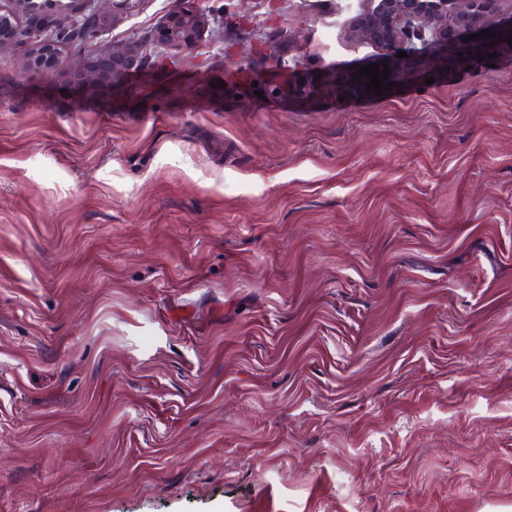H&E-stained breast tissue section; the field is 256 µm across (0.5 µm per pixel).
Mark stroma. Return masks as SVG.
I'll list each match as a JSON object with an SVG mask.
<instances>
[{
    "label": "stroma",
    "instance_id": "35a3bbf8",
    "mask_svg": "<svg viewBox=\"0 0 512 512\" xmlns=\"http://www.w3.org/2000/svg\"><path fill=\"white\" fill-rule=\"evenodd\" d=\"M186 1L116 88L0 51V512L512 507V20L401 58L356 0H142L61 52Z\"/></svg>",
    "mask_w": 512,
    "mask_h": 512
}]
</instances>
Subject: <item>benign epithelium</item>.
<instances>
[{
	"label": "benign epithelium",
	"mask_w": 512,
	"mask_h": 512,
	"mask_svg": "<svg viewBox=\"0 0 512 512\" xmlns=\"http://www.w3.org/2000/svg\"><path fill=\"white\" fill-rule=\"evenodd\" d=\"M141 0H68L64 13L45 14L38 0H11L0 9V49L24 42L34 46L26 70L52 76L69 68L90 80L121 82L152 56L178 59L192 50L209 27L208 16L196 9L171 12L157 25L148 42H130L102 49L97 64L73 63L57 52L50 36L64 29L68 40L97 38L132 14ZM504 0H377V5L353 25L356 35L385 43L397 53L415 42L448 41L498 21Z\"/></svg>",
	"instance_id": "7a95c632"
}]
</instances>
